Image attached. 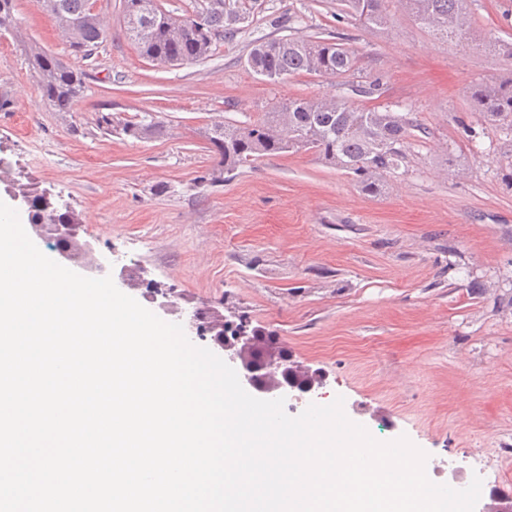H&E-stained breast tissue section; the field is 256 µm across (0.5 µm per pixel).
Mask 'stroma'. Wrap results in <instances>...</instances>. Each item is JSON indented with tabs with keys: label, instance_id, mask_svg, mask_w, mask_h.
I'll return each instance as SVG.
<instances>
[{
	"label": "stroma",
	"instance_id": "obj_1",
	"mask_svg": "<svg viewBox=\"0 0 512 512\" xmlns=\"http://www.w3.org/2000/svg\"><path fill=\"white\" fill-rule=\"evenodd\" d=\"M253 16L206 59L169 67L125 33L124 0H91L112 30L75 61L36 0H15L18 31L0 30V157L16 179L72 211L103 260L122 264L193 312L217 311L276 335L322 373L288 415L343 397L378 441L407 437L428 478L482 496L512 489V142L473 112L469 90L512 78V0H471L474 35H431L391 0L388 29L337 22L339 0H257ZM339 35L379 101L427 127L407 170L380 194L309 152L266 155L224 182L196 187L218 161L217 121H257L291 97L345 96L342 79L296 74L273 84L246 64L272 38ZM78 62L86 89L72 111L42 101L25 44ZM152 113L168 133L99 129V113Z\"/></svg>",
	"mask_w": 512,
	"mask_h": 512
}]
</instances>
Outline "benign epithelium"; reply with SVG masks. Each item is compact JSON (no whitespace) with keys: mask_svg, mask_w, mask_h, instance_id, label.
Returning <instances> with one entry per match:
<instances>
[{"mask_svg":"<svg viewBox=\"0 0 512 512\" xmlns=\"http://www.w3.org/2000/svg\"><path fill=\"white\" fill-rule=\"evenodd\" d=\"M31 232L39 239L52 235L69 244V247L58 252V260L64 265L79 268L90 276L102 275L106 267L97 256L95 245L80 234L81 225L74 223L30 224ZM222 322H212L209 325L210 339L213 344L224 351L228 359L236 364L237 373L243 388L253 396L263 398L276 395H294L301 397L324 386L325 378L315 371H308L312 379L306 385H301L295 378L296 364L282 355L266 358L263 362L246 361L241 355L265 340L263 332H250L247 326H242L235 336H222Z\"/></svg>","mask_w":512,"mask_h":512,"instance_id":"1","label":"benign epithelium"}]
</instances>
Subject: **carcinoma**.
I'll return each instance as SVG.
<instances>
[{"instance_id": "1", "label": "carcinoma", "mask_w": 512, "mask_h": 512, "mask_svg": "<svg viewBox=\"0 0 512 512\" xmlns=\"http://www.w3.org/2000/svg\"><path fill=\"white\" fill-rule=\"evenodd\" d=\"M336 20L354 21L370 29H385L391 16L388 0H341ZM471 0H398L402 10L435 37L467 42L471 35ZM38 7L58 26L72 51L88 58L112 37L110 27L91 11L89 0H37ZM14 0H0V28L16 25ZM246 0H206L192 15L174 19L155 0H125L127 34L143 57L170 66H180L208 56L217 42L231 39L245 20ZM29 61L42 78L43 100L57 112H69L84 92L81 70L60 61L35 46L28 48ZM248 66L272 83H282L302 72L336 77L361 75L360 60L341 43L331 39L275 38L255 46ZM381 78H365L349 84L355 103L346 97L290 99L272 107L257 122L246 125L216 122L205 136L219 155L217 168L197 179V184L224 181L255 159L290 151H309L327 164L356 177L362 191L377 194L385 178L399 169L410 141L426 128L408 112H395L372 104L380 91ZM474 109L484 120L512 135V79L473 88ZM102 130L114 128L135 139L159 138L166 125L149 113L133 121H114L100 113ZM29 218L47 224L73 222L69 212H60L45 195L30 189Z\"/></svg>"}]
</instances>
